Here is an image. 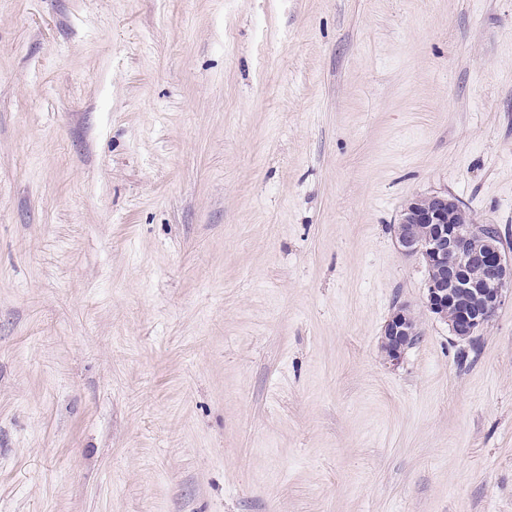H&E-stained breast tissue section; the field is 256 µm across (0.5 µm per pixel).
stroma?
<instances>
[{
    "label": "stroma",
    "instance_id": "stroma-1",
    "mask_svg": "<svg viewBox=\"0 0 512 512\" xmlns=\"http://www.w3.org/2000/svg\"><path fill=\"white\" fill-rule=\"evenodd\" d=\"M433 193L512 253V0H0V512H512ZM416 336H419V320L408 305L402 304L384 326L381 349L386 363L398 365Z\"/></svg>",
    "mask_w": 512,
    "mask_h": 512
}]
</instances>
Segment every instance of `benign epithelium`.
Listing matches in <instances>:
<instances>
[{
    "label": "benign epithelium",
    "mask_w": 512,
    "mask_h": 512,
    "mask_svg": "<svg viewBox=\"0 0 512 512\" xmlns=\"http://www.w3.org/2000/svg\"><path fill=\"white\" fill-rule=\"evenodd\" d=\"M393 235L402 254L424 263L426 310L447 323L455 339H472L512 298V256L498 235L463 212L456 198L430 194L411 200L393 225ZM418 335L417 316L400 305L384 326L385 361L399 364Z\"/></svg>",
    "instance_id": "7a95c632"
}]
</instances>
